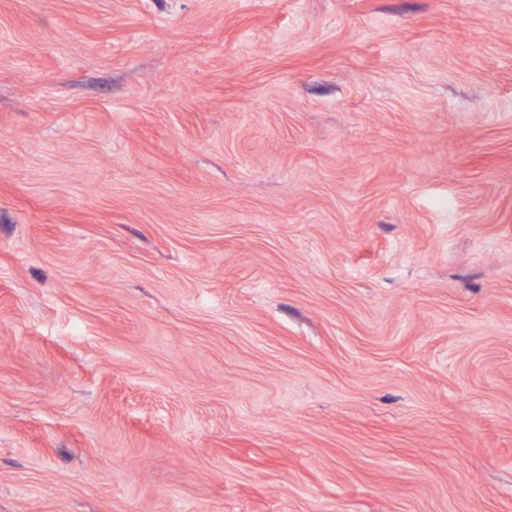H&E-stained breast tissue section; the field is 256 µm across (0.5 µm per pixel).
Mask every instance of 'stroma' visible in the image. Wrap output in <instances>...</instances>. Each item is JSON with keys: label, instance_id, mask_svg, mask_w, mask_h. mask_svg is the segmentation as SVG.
Segmentation results:
<instances>
[{"label": "stroma", "instance_id": "stroma-1", "mask_svg": "<svg viewBox=\"0 0 512 512\" xmlns=\"http://www.w3.org/2000/svg\"><path fill=\"white\" fill-rule=\"evenodd\" d=\"M0 512H512V0H0Z\"/></svg>", "mask_w": 512, "mask_h": 512}]
</instances>
